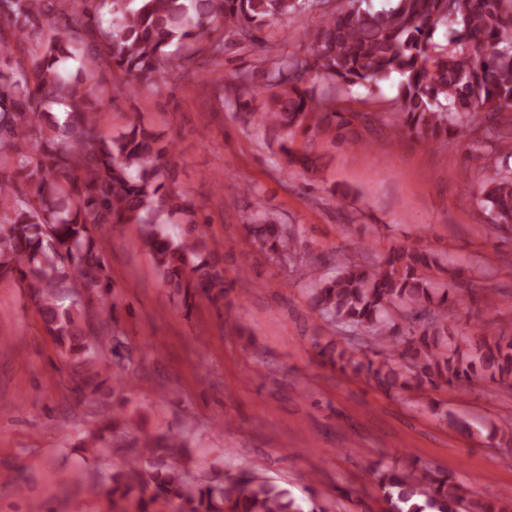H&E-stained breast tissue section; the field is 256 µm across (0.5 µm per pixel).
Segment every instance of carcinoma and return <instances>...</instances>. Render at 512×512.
Returning a JSON list of instances; mask_svg holds the SVG:
<instances>
[{
    "label": "carcinoma",
    "instance_id": "cac0c4a2",
    "mask_svg": "<svg viewBox=\"0 0 512 512\" xmlns=\"http://www.w3.org/2000/svg\"><path fill=\"white\" fill-rule=\"evenodd\" d=\"M68 0H0V280L19 283L41 301L47 332L78 364H88L85 310L58 303L64 292L108 304L112 281L96 237L106 225L140 224V246L164 283L186 296L224 298V257L192 233L194 206L164 188L156 162L174 152L149 128L133 124L105 135L103 111L112 98L95 87V74L112 73V91L132 98L146 82L162 81L179 60L172 45L196 44L223 30L212 44L256 40L272 18L299 15L316 0H84L81 15ZM58 27L30 67H13L7 53L22 51L43 25ZM446 29L448 44L435 41ZM313 60L281 58L260 83L245 75L231 88L244 110L257 95L262 111L247 112L282 131L315 113L321 124L341 123L340 112H315L316 92L304 86L318 70L335 83L370 86L399 78L398 128L423 139H442L475 122L496 131L497 149L512 157V0H389L371 11L362 0L322 13L308 32ZM491 223L512 230V172L480 190ZM180 241L168 233L173 217ZM253 244L287 259L295 239L265 212L247 225ZM357 236L336 259L334 274L316 279L311 303L349 331L372 356L324 346L319 355L340 371L363 377L386 394L425 387L469 388L491 380L512 385V336L483 325L448 339V304L476 292L458 282L443 255L412 245L391 249L378 264L348 255L367 249ZM159 439L147 434L125 468L112 475L113 512H326L304 504L279 485L243 472L220 484L192 485L170 465L155 469ZM386 512H512V494L468 495L445 471L388 465L373 470Z\"/></svg>",
    "mask_w": 512,
    "mask_h": 512
}]
</instances>
